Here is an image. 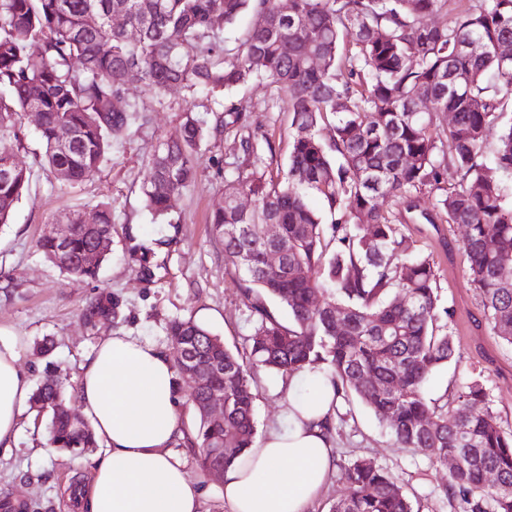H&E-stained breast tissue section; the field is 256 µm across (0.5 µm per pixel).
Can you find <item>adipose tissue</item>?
Here are the masks:
<instances>
[{
  "instance_id": "1",
  "label": "adipose tissue",
  "mask_w": 512,
  "mask_h": 512,
  "mask_svg": "<svg viewBox=\"0 0 512 512\" xmlns=\"http://www.w3.org/2000/svg\"><path fill=\"white\" fill-rule=\"evenodd\" d=\"M25 336L0 328V449L17 444L32 395L19 366ZM291 385L283 423L272 426L224 473L231 512H309L336 468L325 420L334 391L323 372L305 369ZM83 413L105 452L85 495L86 512H201V490L171 448L184 436L179 381L171 359L125 332L102 337L81 366Z\"/></svg>"
}]
</instances>
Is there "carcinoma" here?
Here are the masks:
<instances>
[{"mask_svg": "<svg viewBox=\"0 0 512 512\" xmlns=\"http://www.w3.org/2000/svg\"><path fill=\"white\" fill-rule=\"evenodd\" d=\"M111 12L123 14L125 26H112ZM92 14L99 17L94 26ZM245 14L255 21L231 45L224 29ZM434 15L446 20H428ZM509 39L512 0H289L284 16L280 0H0V170L11 169L0 178V224L8 223L29 183L15 161L23 147L19 113H40L37 134L50 171L73 184L99 170L141 111L123 101L128 85H145L160 102L172 87L195 100L268 81L286 93V167L273 176L257 165L272 144L248 132L246 106L226 99L209 109L210 126L186 110L155 150L144 190L149 213L166 218L170 194L194 181L201 144L223 130L244 132L246 165L211 224L224 241L225 261L241 274L254 327L242 356L190 318L171 322L175 366L209 380L192 391L199 425L184 441L203 469L210 449L224 446L222 463L229 467L256 439L255 369L290 376L319 367L336 397L354 394L398 446L441 464L464 458L444 487L460 512H512V432L500 426L482 385L475 381L457 393L453 415L425 397L426 382L454 348L439 324L437 273L414 255L412 241L385 210L388 201L423 186L441 191L438 213L466 228L468 273L485 319L512 346V279L498 277L512 267V122L502 121L504 98L512 97V59L500 53ZM111 98L120 109L107 112ZM424 99L428 112L419 110ZM448 112L454 118L445 129L439 115ZM325 120L332 130L327 139L319 134ZM63 131L74 135L68 147L60 142ZM448 166L459 180L445 189L440 172ZM311 192L322 196L331 216V251ZM241 194L253 199L252 209L238 207ZM96 217L93 225H75L65 247L48 232L38 249L61 272L96 278L110 254L101 230L112 226V210L102 204ZM266 224L278 225L277 238L264 239ZM92 250L96 259L87 263ZM272 253L280 254L277 271L267 263ZM312 294L323 304L311 306ZM266 296L288 310L291 324L268 311ZM98 315L119 317L112 296L82 310L87 323ZM338 316L346 321L341 331ZM214 382L224 389L222 423L203 411ZM32 401L51 413V445L74 454L98 445L89 425L72 423L63 384H41ZM343 471L345 493L330 512H417L403 487L373 462L357 459Z\"/></svg>", "mask_w": 512, "mask_h": 512, "instance_id": "1", "label": "carcinoma"}]
</instances>
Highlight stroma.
Returning a JSON list of instances; mask_svg holds the SVG:
<instances>
[{"mask_svg":"<svg viewBox=\"0 0 512 512\" xmlns=\"http://www.w3.org/2000/svg\"><path fill=\"white\" fill-rule=\"evenodd\" d=\"M251 111L250 122L275 150L264 156L269 168L286 165L289 118L275 86L253 83L235 93ZM126 98L138 103L124 137L112 145L109 159L86 180L59 183L44 162L34 117L20 115L24 147L17 162L30 174L29 187L8 223L0 224V327L27 336L20 360L34 384L51 379L76 386L80 366L98 340L121 330L170 353V323L193 319L221 337L233 350L244 349L253 319L237 274L224 261V246L211 231L212 211L224 202L240 154L239 137L228 132L205 140L196 158L194 183L176 195L172 220L152 218L145 207L143 183L155 149L180 126L186 107L182 90L156 100L146 86L128 87ZM438 193L423 188L410 201L389 202L387 214L399 232L439 275L440 322L448 330L455 355L425 387L433 406L452 403L456 391L471 382L483 385L488 403L505 431H512V346L489 329L467 275L465 228L435 217ZM112 209V247L97 279L60 272L39 253L36 242L55 222L73 214L93 216L99 204ZM118 301L120 316L87 325L81 311L99 294ZM257 429L266 432L282 417L287 377L263 370L255 374ZM47 413L28 408L16 448L0 451V500L15 499L23 512H79L71 490L89 482L99 449L75 456L51 446ZM336 460L373 461L392 474L420 512H459L442 489L448 467L413 448L398 447L385 424L356 396L337 403L333 419ZM175 457L202 492V512H229L219 478L197 466L192 449L173 446Z\"/></svg>","mask_w":512,"mask_h":512,"instance_id":"obj_1","label":"stroma"}]
</instances>
